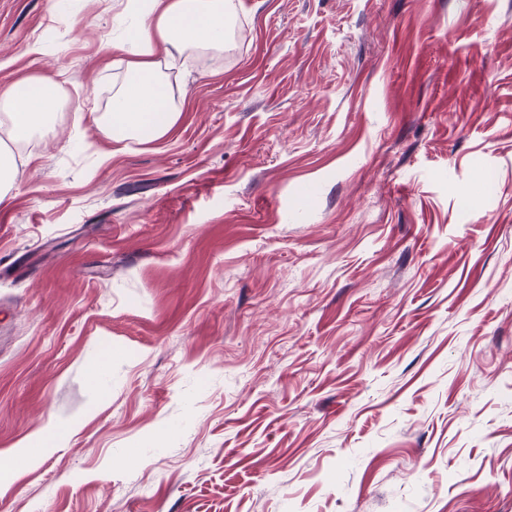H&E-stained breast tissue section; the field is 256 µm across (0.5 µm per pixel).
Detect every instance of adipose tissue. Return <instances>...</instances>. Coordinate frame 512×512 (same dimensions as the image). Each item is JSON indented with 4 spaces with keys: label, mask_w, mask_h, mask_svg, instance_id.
<instances>
[{
    "label": "adipose tissue",
    "mask_w": 512,
    "mask_h": 512,
    "mask_svg": "<svg viewBox=\"0 0 512 512\" xmlns=\"http://www.w3.org/2000/svg\"><path fill=\"white\" fill-rule=\"evenodd\" d=\"M123 10L137 17L126 40L135 47L126 69L134 84L112 97L103 128L114 141L165 137L176 124L180 110L162 72V62L187 51L218 54L233 49L224 30L236 11L235 0H124ZM57 109L55 85L41 77H26L0 91V126L7 141H0V195L12 183V145L27 142L45 127Z\"/></svg>",
    "instance_id": "obj_1"
}]
</instances>
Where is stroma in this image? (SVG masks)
<instances>
[{
    "label": "stroma",
    "instance_id": "1",
    "mask_svg": "<svg viewBox=\"0 0 512 512\" xmlns=\"http://www.w3.org/2000/svg\"><path fill=\"white\" fill-rule=\"evenodd\" d=\"M235 22L117 144L118 0H0L61 103L0 200V512H512V0Z\"/></svg>",
    "mask_w": 512,
    "mask_h": 512
}]
</instances>
